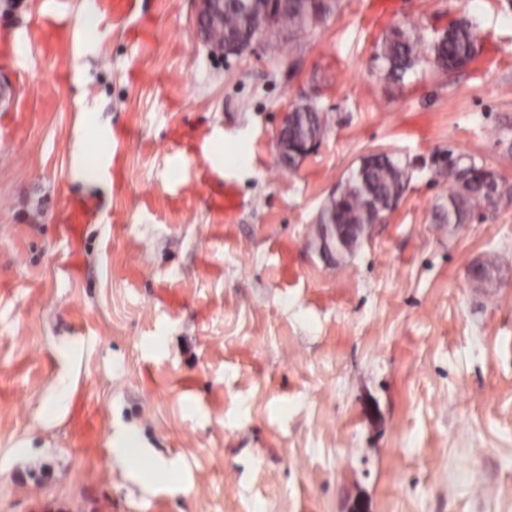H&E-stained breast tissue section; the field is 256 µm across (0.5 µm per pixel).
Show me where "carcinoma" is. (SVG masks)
Here are the masks:
<instances>
[{"label": "carcinoma", "instance_id": "cac0c4a2", "mask_svg": "<svg viewBox=\"0 0 512 512\" xmlns=\"http://www.w3.org/2000/svg\"><path fill=\"white\" fill-rule=\"evenodd\" d=\"M336 0H224V10L210 21L207 36L213 41L235 39L241 44L255 41L264 30L263 18L272 16L273 25L301 33L315 27L335 9ZM478 32L469 23L454 22L430 44L403 27L390 30L379 46L377 59L389 78L402 80L423 61L443 70H453L468 63L477 50ZM305 112L296 132L303 137L320 139L325 132L319 109ZM452 191L440 209L443 224H465L476 210L490 212L502 200L512 198V184L504 183L494 172L471 161L453 160L448 164ZM493 182L489 195L484 184ZM409 175L405 167L385 154L370 155L340 185L336 203L323 208L317 223L330 245L341 250L344 239L338 224H371L381 214L383 205L396 204L403 196Z\"/></svg>", "mask_w": 512, "mask_h": 512}]
</instances>
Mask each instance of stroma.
<instances>
[{
  "mask_svg": "<svg viewBox=\"0 0 512 512\" xmlns=\"http://www.w3.org/2000/svg\"><path fill=\"white\" fill-rule=\"evenodd\" d=\"M198 5L0 0V512H512V202L436 218L449 158L512 182V0H338L228 56ZM454 21L467 65L385 76L393 27ZM376 153L409 188L330 261ZM311 105V104H310ZM298 112H307L299 122L296 132L303 137L321 139L325 132V125L321 121V112L317 107L302 108L286 112L277 134V146L284 163L288 165V157L304 160L316 148L319 141L288 138V126L293 124Z\"/></svg>",
  "mask_w": 512,
  "mask_h": 512,
  "instance_id": "35a3bbf8",
  "label": "stroma"
}]
</instances>
